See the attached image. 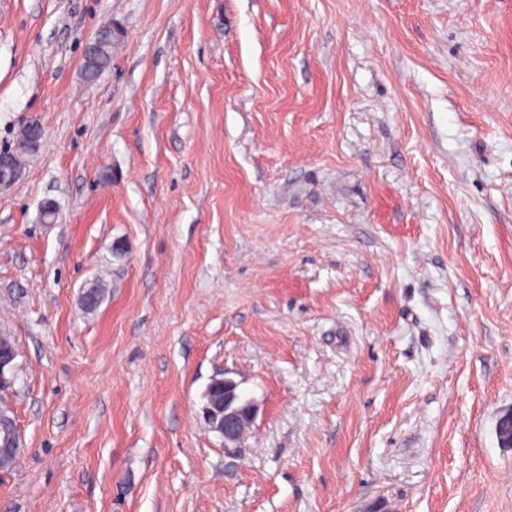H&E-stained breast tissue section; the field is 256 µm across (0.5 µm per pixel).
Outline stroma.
Listing matches in <instances>:
<instances>
[{
    "mask_svg": "<svg viewBox=\"0 0 512 512\" xmlns=\"http://www.w3.org/2000/svg\"><path fill=\"white\" fill-rule=\"evenodd\" d=\"M32 119L0 512H512V0H0ZM112 63V37L106 41L99 37L90 44L86 50L84 59V71L99 76ZM215 392L213 406L203 407L207 424L211 423L224 438V448H240L238 445L255 417V407L238 392L237 383L223 378ZM19 438L21 440V437L17 431H12L9 429H5L3 431H0V452L5 451H15L16 448H21L19 445ZM23 451V446L20 449L19 453H16L14 455H3L0 457V470L1 471H8L11 470L16 461L19 459V456L21 455V452Z\"/></svg>",
    "mask_w": 512,
    "mask_h": 512,
    "instance_id": "1",
    "label": "stroma"
}]
</instances>
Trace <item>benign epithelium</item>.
<instances>
[{"label": "benign epithelium", "instance_id": "benign-epithelium-1", "mask_svg": "<svg viewBox=\"0 0 512 512\" xmlns=\"http://www.w3.org/2000/svg\"><path fill=\"white\" fill-rule=\"evenodd\" d=\"M22 168L19 154L14 151L0 152V185H9L19 176ZM12 358L9 353L0 350V391L8 392L13 378L7 376L11 369ZM254 405L243 399L238 392L237 383L230 378L222 379L215 392L213 404L203 407L206 422L224 438V447L236 448L255 417ZM497 433L505 447L512 446V411L504 413L498 421Z\"/></svg>", "mask_w": 512, "mask_h": 512}]
</instances>
